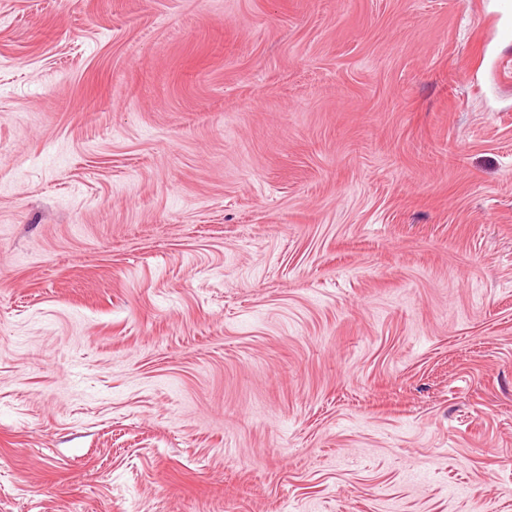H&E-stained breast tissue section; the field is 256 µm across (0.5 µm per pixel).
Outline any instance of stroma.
Wrapping results in <instances>:
<instances>
[{
	"mask_svg": "<svg viewBox=\"0 0 512 512\" xmlns=\"http://www.w3.org/2000/svg\"><path fill=\"white\" fill-rule=\"evenodd\" d=\"M512 0H0V512H512Z\"/></svg>",
	"mask_w": 512,
	"mask_h": 512,
	"instance_id": "35a3bbf8",
	"label": "stroma"
}]
</instances>
